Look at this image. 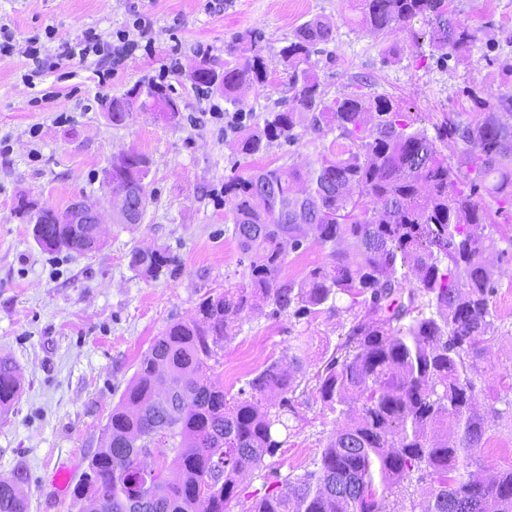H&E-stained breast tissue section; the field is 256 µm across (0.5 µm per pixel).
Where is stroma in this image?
<instances>
[{"instance_id":"1","label":"stroma","mask_w":512,"mask_h":512,"mask_svg":"<svg viewBox=\"0 0 512 512\" xmlns=\"http://www.w3.org/2000/svg\"><path fill=\"white\" fill-rule=\"evenodd\" d=\"M455 7L477 36L464 62L431 48L429 26L419 18L387 35L356 28L347 20V0H0V24L12 35L11 46H0V356L15 361L23 386L0 416V479L26 473L29 512H79L71 499L52 497L57 463L68 462L81 476L152 340L169 324L190 319L208 290L247 278L223 203L225 178L306 164L335 140L333 130L323 136L304 131L296 144L275 141L246 160L235 151L230 118L252 124L288 96L279 57L285 39L311 18H332L336 38L315 57L327 99L385 96L430 131L449 115L472 120L465 89L497 92L492 61L512 56V0H455ZM139 17L148 23L154 51H135L109 83L98 84L92 65L76 59L63 64L74 72L72 80L58 81L51 71L30 77L20 52L29 37L51 28L63 41L92 30L108 41ZM257 32L264 36L269 77L264 88L245 91L246 111L235 113L219 92L198 93L189 79L193 68L204 59L223 67L232 41L239 55H249ZM161 80L179 99V120L149 108L113 125L107 99ZM51 89L56 97L34 106ZM62 113L68 122H58ZM128 151L150 161L151 200L141 223L117 224L102 172L113 155ZM22 196L54 211L81 197L95 203L104 216L99 250L42 251L30 225L15 215ZM136 248L168 250L178 260L176 275L140 276L129 265ZM494 304L498 339L487 359L512 367L511 278H500ZM347 329L345 316L332 313L309 325L252 315L227 342L217 373L226 391L237 392L249 371L287 360L299 336L309 339L307 364L316 367L325 346L339 343ZM298 410L297 433L270 461L283 476L310 468L341 423L309 394L299 398ZM481 457V477L512 465V423L490 432Z\"/></svg>"}]
</instances>
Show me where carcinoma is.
<instances>
[{
  "mask_svg": "<svg viewBox=\"0 0 512 512\" xmlns=\"http://www.w3.org/2000/svg\"><path fill=\"white\" fill-rule=\"evenodd\" d=\"M351 7L363 30L390 32L421 18L439 51L465 57L476 42L451 0H351ZM335 37L322 17L296 29L279 51L290 103L239 128L236 146L254 156L273 141L295 142L299 128L336 129L342 142L304 167L224 181L248 281L203 295L191 319L154 338L72 490L73 502H91L88 512H230L232 503L240 512H512V466L485 481L471 471L492 427L512 422V370L482 365L496 339L493 299L504 271L487 255L496 251L509 265L512 254L496 250L489 206L479 201L512 208V57L494 61L498 93L466 89L475 120L450 115L431 137L382 96L325 101L311 57ZM236 52L228 43L223 72L203 60L189 78L241 111L242 89L263 87L268 73L258 44L249 56ZM134 96L168 120L180 114L166 86L136 84L112 98V123L133 118L125 103ZM449 140L464 145L454 164L438 147ZM149 165L128 152L103 171L112 193L138 204L134 219L118 216V223H141ZM15 213L46 251L82 253L96 241L97 225L75 223L69 206L43 210L22 197ZM286 240L295 253L329 247L328 262L299 280L284 277ZM129 264L148 279L176 271L175 258L160 249H135ZM267 307L271 317L307 325L344 312L349 327L312 376L323 407L344 423L313 468L276 474L261 493L246 491L242 479L263 470L295 430L289 421L298 420L305 350L248 372L234 395L216 367L242 319ZM487 372L506 394H487L483 406L477 377ZM18 382L16 364L1 356V413L16 401ZM169 444L179 449L174 468L143 464L142 449ZM26 481L21 471L0 480V512H27Z\"/></svg>",
  "mask_w": 512,
  "mask_h": 512,
  "instance_id": "cac0c4a2",
  "label": "carcinoma"
}]
</instances>
